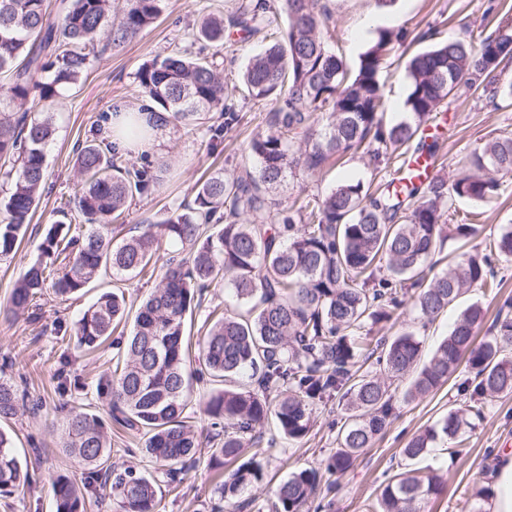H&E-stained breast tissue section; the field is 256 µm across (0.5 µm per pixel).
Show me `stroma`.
Listing matches in <instances>:
<instances>
[{
  "label": "stroma",
  "mask_w": 512,
  "mask_h": 512,
  "mask_svg": "<svg viewBox=\"0 0 512 512\" xmlns=\"http://www.w3.org/2000/svg\"><path fill=\"white\" fill-rule=\"evenodd\" d=\"M241 0H165V8L150 27L129 38L124 44L101 53L94 68L53 105L55 135L48 150L46 189L20 248L0 259V306L6 304L21 274L40 256L38 246L45 226L54 220L55 209L73 197L81 183L74 165L73 149L77 143L92 138L105 129L109 113L127 105L139 66L155 56L184 50L201 20L216 10L232 13ZM512 6V0H398L393 12L381 13L376 0H317L316 8L328 11L333 30L332 46L348 64H355L359 54L374 36L365 27L366 19L382 16L385 27L415 34L438 25L441 39L475 38L484 31L482 14L489 4ZM263 42L245 37L234 27L224 30V89L230 103L239 111L240 124L228 130L217 148H209L206 124L193 131L174 126L161 151L149 153L153 163H166L163 185L154 193L135 199L122 220L113 224L115 238L128 236L144 218L160 219L167 211L191 199L200 179L223 170L225 175L251 165L249 142L269 130L271 104L254 103L245 97L241 78L251 56L260 52ZM419 44L398 47L393 64L384 75L387 115L402 119L409 81L405 66L419 51ZM445 123L439 134L438 173L453 179L463 161L493 136L512 131V103H490L470 97L445 104ZM373 166L368 159L354 157L323 170L312 177L300 176L285 181L276 199L292 200L301 193L323 195L339 181H370ZM501 196L495 204L476 208L474 203L458 201V214L480 211L482 233L472 239V247L485 248L490 235L512 225V179L501 182ZM99 294L91 288L72 299L62 301L51 292L39 299V320L28 313L15 319H0V362H7V376L28 398L42 400L38 411H24L11 427L15 432V451L31 474L28 488L8 497H0V512H54L52 481L60 475L77 471L64 449L66 441L62 411L81 407L91 413H103L105 406L96 394L99 378L109 373L115 362L112 346L88 354L75 348L73 338L56 334L55 322L72 327L80 314ZM65 373L71 387L58 393L57 375ZM454 382H447L424 398L399 402L396 417L372 448L366 449L353 466L338 478L339 488L331 507L325 512H366L375 504L381 488L393 475L403 471L406 460L402 450L407 440L424 427L435 424L449 410L463 407ZM349 412L342 396L320 407L309 436L299 444H282L276 450L258 446L266 465V479L247 492L243 512H278L276 486L295 470L315 466L336 446V435ZM112 459L153 477L161 485L159 512H233L231 504L219 500L214 492L216 472L210 464L211 450L202 446L196 463L179 486H169L159 465L141 454L143 439L137 433L111 431ZM447 440H439L434 451L419 461L420 469H439L444 475L442 494L431 500L427 512H462L467 499L488 481L492 452L512 448V393L503 394L489 404L478 429L463 442V451L449 457Z\"/></svg>",
  "instance_id": "35a3bbf8"
}]
</instances>
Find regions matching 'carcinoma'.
I'll return each instance as SVG.
<instances>
[{"label": "carcinoma", "instance_id": "carcinoma-1", "mask_svg": "<svg viewBox=\"0 0 512 512\" xmlns=\"http://www.w3.org/2000/svg\"><path fill=\"white\" fill-rule=\"evenodd\" d=\"M165 0H124L118 24L110 22L112 0H0V259L16 252L26 235L45 186L48 148L54 134L51 106L62 92L91 70L104 35L120 45L149 27ZM315 0H283L289 25L281 42L253 56L243 73L249 97L275 102L268 134L251 142L255 167L232 176L218 170L196 185L193 199L150 218L140 232L121 241L112 223L134 197L151 194L164 180L165 166L150 161L122 163L108 140L89 141L76 150L83 184L64 205L85 231L69 234L64 223L47 228L42 254L61 260L53 272L37 260L15 283L0 316L29 310L44 288L66 300L102 275L113 283L142 274L160 261L162 242L181 246L163 260L159 284L138 305L130 332L117 342L116 369L97 383L107 400V417L72 410L65 420V451L81 468L80 476L53 480L55 512H85L87 503L109 492L119 512H156L155 480L112 461L106 420L140 433V452L163 467L171 484H180L196 460L201 433L187 412L194 379L230 383L251 372V388L213 393L206 406L209 438L216 442L210 462L221 470L257 447L262 429L268 439L299 443L324 401L343 393L349 424L336 436V449L317 467L294 471L276 496L283 512H302L312 499L336 491L321 487V471L344 473L391 425L395 395L384 377L413 378L402 400L438 389L465 366L472 376L457 384L464 411L450 410L436 424L413 435L402 449L409 460L429 454L437 441L454 440L476 430L484 409L512 392V305L499 308L490 336L476 335L485 310L464 309L450 334L428 359L412 331L391 339L370 338L373 328L402 315L405 299L420 318L432 320L473 288L494 290L497 257L512 256V225L489 241V251H464L448 270L423 285L446 239L463 243L480 235L482 225L464 218L446 223L458 200L491 203L500 180L512 178V133L487 142L471 167L448 182L424 181L410 169L415 156L434 164L438 137L427 132L450 97L482 90L492 102L512 99V80L496 75L512 59V15L502 16L493 32L478 41L438 42L408 61V118L386 119L382 73L394 44L405 31L379 28L349 67L327 44L328 17L314 10ZM268 0H245L231 25L252 36L271 24ZM197 52H177L144 62L135 73V100L141 112L165 113L192 130L200 113L216 112L210 141L240 121L224 104V68L216 56L224 48V14L200 23ZM18 103L21 113L3 106ZM32 109L41 117L31 118ZM369 157L375 170L396 165L394 176L374 192L360 180H345L320 197L307 194L293 203L270 193L300 169L308 176L332 159L348 154ZM264 214L252 222L249 214ZM234 290L239 312L208 314L201 341L204 370H191L184 346L186 317L210 287ZM418 287L417 294H410ZM129 318L125 295L104 291L74 328L75 346L95 351ZM375 359L379 372L364 368ZM21 407L10 378L0 374V421L17 417ZM257 455L223 475L216 493L227 503L248 502L242 493L263 481ZM29 484L28 470L8 433L0 430V494L12 495ZM444 488L434 473L409 470L381 489L376 512H425ZM488 487L477 489L468 512H487Z\"/></svg>", "mask_w": 512, "mask_h": 512}]
</instances>
